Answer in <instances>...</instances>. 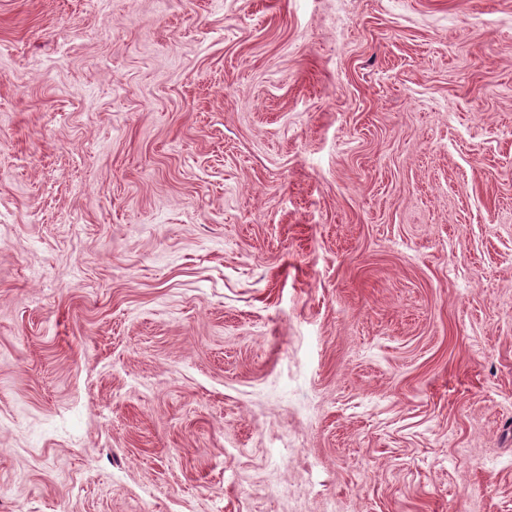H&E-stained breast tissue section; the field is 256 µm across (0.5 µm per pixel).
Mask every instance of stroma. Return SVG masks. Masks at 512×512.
<instances>
[{"mask_svg": "<svg viewBox=\"0 0 512 512\" xmlns=\"http://www.w3.org/2000/svg\"><path fill=\"white\" fill-rule=\"evenodd\" d=\"M0 512H512V0H0Z\"/></svg>", "mask_w": 512, "mask_h": 512, "instance_id": "35a3bbf8", "label": "stroma"}]
</instances>
